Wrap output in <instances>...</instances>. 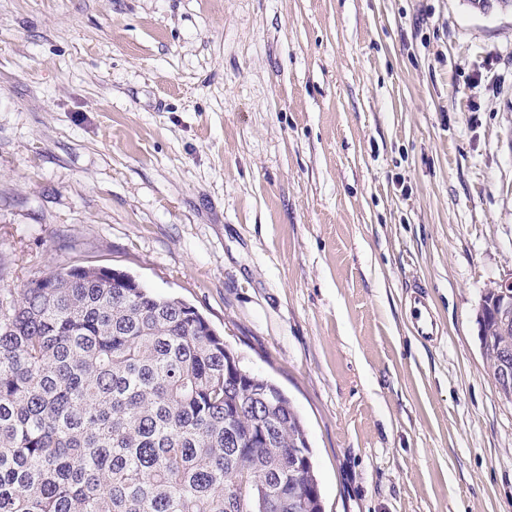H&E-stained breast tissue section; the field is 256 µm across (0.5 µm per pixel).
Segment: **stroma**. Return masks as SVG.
Instances as JSON below:
<instances>
[{"instance_id": "1", "label": "stroma", "mask_w": 512, "mask_h": 512, "mask_svg": "<svg viewBox=\"0 0 512 512\" xmlns=\"http://www.w3.org/2000/svg\"><path fill=\"white\" fill-rule=\"evenodd\" d=\"M75 263L281 387L323 512H512L476 322L512 277V11L0 0V286ZM410 288H413L410 298L413 331L423 339L433 341L440 335V329L426 287L415 281Z\"/></svg>"}]
</instances>
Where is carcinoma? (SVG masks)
Wrapping results in <instances>:
<instances>
[{
	"label": "carcinoma",
	"mask_w": 512,
	"mask_h": 512,
	"mask_svg": "<svg viewBox=\"0 0 512 512\" xmlns=\"http://www.w3.org/2000/svg\"><path fill=\"white\" fill-rule=\"evenodd\" d=\"M112 280L73 264L0 288V512H322L285 392L239 377L194 306ZM483 301L493 375L512 334Z\"/></svg>",
	"instance_id": "cac0c4a2"
}]
</instances>
